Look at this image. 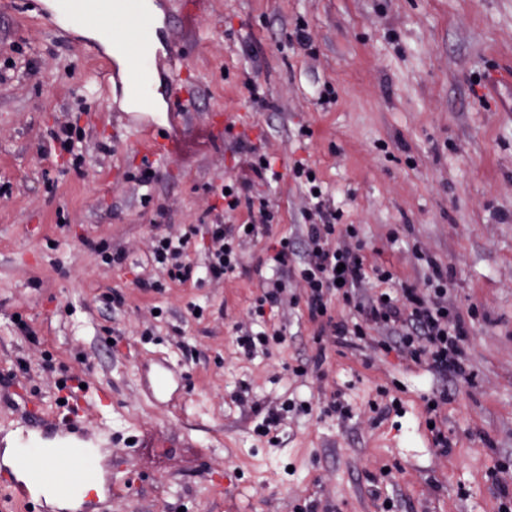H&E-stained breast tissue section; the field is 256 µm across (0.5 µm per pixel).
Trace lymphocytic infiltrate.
<instances>
[{"instance_id":"lymphocytic-infiltrate-1","label":"lymphocytic infiltrate","mask_w":512,"mask_h":512,"mask_svg":"<svg viewBox=\"0 0 512 512\" xmlns=\"http://www.w3.org/2000/svg\"><path fill=\"white\" fill-rule=\"evenodd\" d=\"M245 176L231 180L223 195L225 212L246 208L248 224H209L205 227L208 246L202 264L186 262L191 233L163 231L165 208H158L151 238L148 264L151 273L138 277L134 285L158 291L163 280L221 281L242 265L246 241L269 237L275 212L266 197L257 193L260 185L278 178L276 162L270 154L244 146ZM292 179L304 193L306 224L300 240L271 239L258 268L267 269L261 279L262 291L250 309L249 324H236V342L245 355L258 348L282 343L286 328L276 315L288 304V282L296 280L305 293L307 317L316 327L317 352L311 366L293 368L303 376L308 368H321L331 346L353 347L362 341L366 328L379 331L384 352L401 360L426 364L441 382L425 408V421L435 447L448 450L450 442L441 408L448 402L447 381L467 377L464 345L470 333L465 315L448 301V269L432 257H425L427 286L418 290L397 285L390 268L368 263L365 244L355 225L343 223V211L331 200L322 180L304 162H295ZM341 298L350 306L347 316L336 315L332 303Z\"/></svg>"}]
</instances>
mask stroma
Masks as SVG:
<instances>
[{
  "mask_svg": "<svg viewBox=\"0 0 512 512\" xmlns=\"http://www.w3.org/2000/svg\"><path fill=\"white\" fill-rule=\"evenodd\" d=\"M156 7L164 35L180 42L174 85L190 103L176 116L179 155L151 162L124 87L104 89L99 63L41 26L26 0H0V380L14 378L0 383V459L21 419L68 406L105 444L93 462L103 512H501L498 487L512 489V86L489 88L487 77L512 69V0ZM299 17L308 53L288 44ZM319 82L334 101L319 103ZM252 83L266 108L253 104ZM66 117L83 132L79 172L49 146ZM242 142L276 159L272 237L301 232V192L288 174L300 160L342 206L343 223L359 227L368 261L390 265L397 284L426 286L414 248L447 265L448 300L471 316L472 372L448 386L449 453L423 426L429 373L373 341L330 353L320 373L291 374L315 353L303 306L285 310L283 343L242 355L232 327L261 291L264 240L246 243L243 270L223 281L134 288L157 207L173 230L197 227L195 264L208 245L201 225L248 221L244 209L225 214L217 196L240 171ZM148 164L146 191L130 177ZM98 244L126 261L105 265ZM115 291L126 299L118 312L106 302ZM163 361L186 376L167 406L145 393ZM70 375L86 384L79 396L59 384ZM336 392L348 421L322 412ZM292 396L311 413L290 417L278 444L255 436L252 404ZM393 401L398 410L379 418Z\"/></svg>",
  "mask_w": 512,
  "mask_h": 512,
  "instance_id": "35a3bbf8",
  "label": "stroma"
}]
</instances>
